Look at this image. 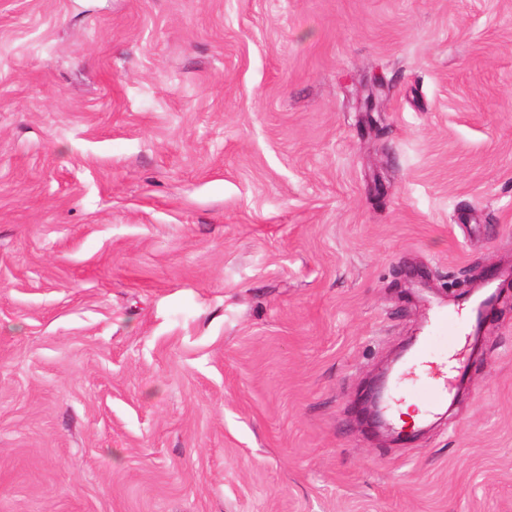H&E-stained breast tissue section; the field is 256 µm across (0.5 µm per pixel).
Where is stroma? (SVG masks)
I'll list each match as a JSON object with an SVG mask.
<instances>
[{
	"label": "stroma",
	"instance_id": "35a3bbf8",
	"mask_svg": "<svg viewBox=\"0 0 512 512\" xmlns=\"http://www.w3.org/2000/svg\"><path fill=\"white\" fill-rule=\"evenodd\" d=\"M509 265L512 0H0V512H512ZM475 311L470 309L469 317L464 318L458 311L439 310L435 315L428 335L423 336L422 345L418 348L415 361L403 372L402 381L411 385L415 399L423 404L424 408L437 410L448 404L452 394L448 387V365L443 366L429 351L434 347L435 336L462 335L468 322L472 321Z\"/></svg>",
	"mask_w": 512,
	"mask_h": 512
}]
</instances>
